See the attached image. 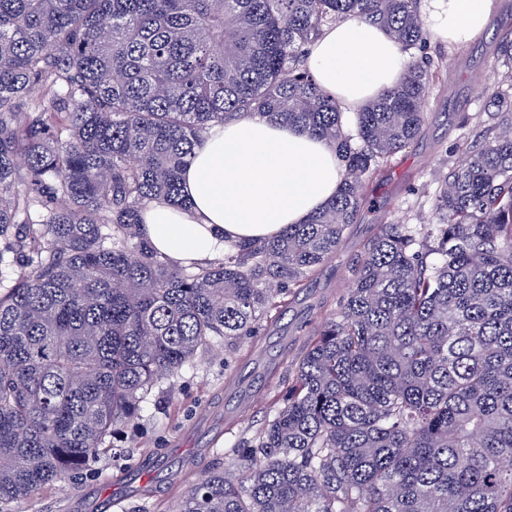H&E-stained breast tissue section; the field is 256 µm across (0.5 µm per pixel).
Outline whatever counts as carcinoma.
I'll use <instances>...</instances> for the list:
<instances>
[{"instance_id":"obj_1","label":"carcinoma","mask_w":512,"mask_h":512,"mask_svg":"<svg viewBox=\"0 0 512 512\" xmlns=\"http://www.w3.org/2000/svg\"><path fill=\"white\" fill-rule=\"evenodd\" d=\"M347 15L408 55L342 112L302 48ZM418 0H0V506L71 482L166 377L255 336L372 208L363 179L413 142L431 59ZM35 87L42 102L30 106ZM467 147L438 223L377 224L257 442L177 512H512V94ZM260 115L329 142L336 196L303 224L188 266L151 202L215 123Z\"/></svg>"}]
</instances>
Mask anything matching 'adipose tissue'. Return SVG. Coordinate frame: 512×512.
I'll return each instance as SVG.
<instances>
[{
    "label": "adipose tissue",
    "mask_w": 512,
    "mask_h": 512,
    "mask_svg": "<svg viewBox=\"0 0 512 512\" xmlns=\"http://www.w3.org/2000/svg\"><path fill=\"white\" fill-rule=\"evenodd\" d=\"M429 30L449 45L485 32L495 0H423ZM316 83L353 112L392 88L406 55L376 25L348 16L304 47ZM342 166L325 140L255 115L214 126L182 177L189 208L151 204L142 212L150 244L176 262L223 255L228 245L276 236L304 223L337 193Z\"/></svg>",
    "instance_id": "1"
}]
</instances>
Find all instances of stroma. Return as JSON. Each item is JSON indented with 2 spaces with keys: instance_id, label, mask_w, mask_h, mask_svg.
I'll return each mask as SVG.
<instances>
[{
  "instance_id": "35a3bbf8",
  "label": "stroma",
  "mask_w": 512,
  "mask_h": 512,
  "mask_svg": "<svg viewBox=\"0 0 512 512\" xmlns=\"http://www.w3.org/2000/svg\"><path fill=\"white\" fill-rule=\"evenodd\" d=\"M510 32L512 0H498L484 37L454 47L428 42L434 69L420 136L365 181L379 214H364L346 232L331 267L282 317L279 331L243 338L229 357L220 347L200 352L142 403L113 441L117 454L101 457L78 487H50L13 512H174L189 486L234 449L253 444L279 407L311 331L350 288L371 222L435 223L442 175L464 165L466 144L497 122L488 97L504 87L505 70L494 47Z\"/></svg>"
}]
</instances>
